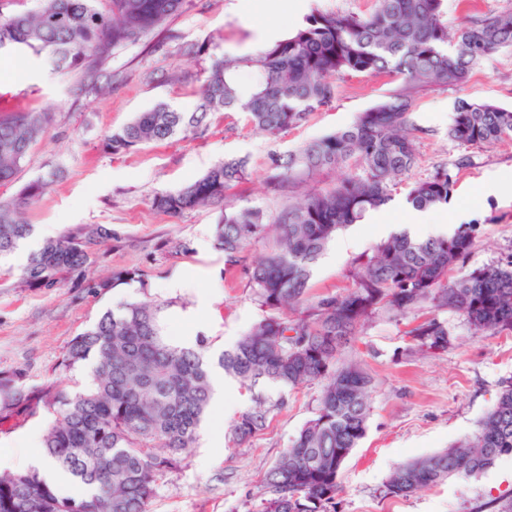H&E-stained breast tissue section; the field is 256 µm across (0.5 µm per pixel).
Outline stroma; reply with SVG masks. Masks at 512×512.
<instances>
[{
  "label": "stroma",
  "mask_w": 512,
  "mask_h": 512,
  "mask_svg": "<svg viewBox=\"0 0 512 512\" xmlns=\"http://www.w3.org/2000/svg\"><path fill=\"white\" fill-rule=\"evenodd\" d=\"M373 0H184L182 8L148 38L117 49L111 67L120 73L103 96L73 92L75 75L53 72L26 54L0 56V110L52 111L54 122L31 150L15 182L0 187V198L39 177L49 187L26 214L34 235L0 261V373L23 372L30 383L59 379L58 359L71 340L123 300L167 303V330L174 339L205 337L208 353L231 348L266 315L241 268H227L214 247L222 212L207 207L171 217L152 204L225 159H240L247 177L227 192L230 201L255 206L276 217L294 197L334 186L338 170L273 191L265 175L274 157L350 125L400 85L389 74L354 73L336 81L329 107L279 135L257 130L243 112H215L196 135L142 145L113 154L106 136L140 112L165 102L193 111L201 85L217 56L243 57L283 39L312 11L368 15ZM200 47L198 55L187 46ZM512 108V50L503 49L475 67L461 85L431 84L413 98L417 164L414 179L445 169L455 181L446 205L431 209L437 219L473 224L477 239L460 272L512 261V197H474L482 184L512 177V138L464 146L448 136L458 100ZM83 224H108L112 239L100 247L83 279L60 287L21 286L18 270L37 248L45 227L62 234ZM352 249L344 244L351 228L339 231L314 267L309 296L339 295L351 287L355 258L371 252L381 236L372 219ZM136 269L142 282L102 291L98 282ZM447 322L446 351L415 350L407 331L419 318ZM360 361L375 380L366 437L344 463L337 512H498L512 499V456L499 459L476 478L451 479L407 498L387 497L384 484L401 463L428 457L473 436L494 407L503 385L512 381V330L474 333L467 319L423 307L401 321L377 315L344 353ZM322 386L296 389L272 384L261 391L275 408L265 428L236 443L231 428L252 405V393L227 378L224 410L210 409L199 438L176 473L157 482L149 512H250L265 490L268 471L316 409ZM48 417L0 431V461L41 454L31 434H43Z\"/></svg>",
  "instance_id": "stroma-1"
}]
</instances>
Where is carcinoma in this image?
Listing matches in <instances>:
<instances>
[{
	"label": "carcinoma",
	"instance_id": "1",
	"mask_svg": "<svg viewBox=\"0 0 512 512\" xmlns=\"http://www.w3.org/2000/svg\"><path fill=\"white\" fill-rule=\"evenodd\" d=\"M360 18L316 11L287 37L244 57L213 63L193 112L165 103L138 114L105 138L114 154L178 134H196L213 112L248 114L268 134L284 133L329 106L336 78L349 73L393 74L402 87L360 113L349 126L284 158L273 160L266 182L285 188L327 169L355 162L333 188L314 190L272 222L254 206L226 203V191L245 176L242 160L221 162L176 191L155 195V208L170 216L200 206L224 210L214 247L237 266L246 242L273 237L259 261L243 267L268 315L215 359L207 340L191 345L167 335L163 306L127 301L105 311L73 338L57 369L67 375L90 371L72 385L57 381L28 385L20 372L0 376V421L25 424L50 415L42 448L73 480V493L50 487L36 470L0 473V512H148L157 477L181 468L193 447L213 396L220 369L248 388L272 383L295 389L318 381L317 409L275 466L266 491L250 512H336L339 476L367 433L373 379L344 348L378 311L406 319L429 303L463 314L478 333L512 328V261L453 277L469 255L474 225L449 236L414 238L394 233L353 262L352 286L341 295L307 297L313 266L336 233L359 224L392 198L407 181V200L417 209L448 203L454 180L446 170L410 181L416 164L413 91L425 84L459 85L489 54L512 49V10L486 15L464 26L448 24L445 0H374ZM183 0H41L33 11L0 20V52L23 51L59 72L78 74L77 91L96 94L116 80L109 63L114 51L140 40L178 12ZM247 68L251 84L238 80ZM52 122L50 112L0 114V186L17 173ZM448 137L463 144H491L512 137V109L491 103L457 102ZM36 179L0 200V259L15 253L33 234L23 218L45 193ZM112 239V228L87 224L42 241L20 278L28 287L54 288L80 278L93 254L79 243ZM142 281L122 270L97 283L101 289ZM407 335L424 352L448 348L447 324L436 317L413 325ZM270 406L253 396V406L236 421L242 442L265 426ZM512 455V383L470 439L428 458L397 465L383 493L407 497L449 478L484 473Z\"/></svg>",
	"mask_w": 512,
	"mask_h": 512
}]
</instances>
